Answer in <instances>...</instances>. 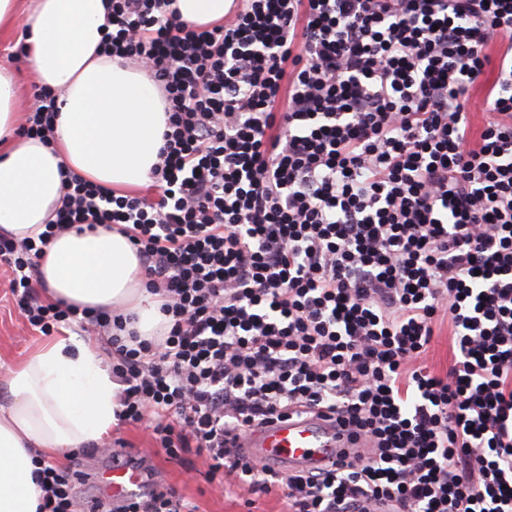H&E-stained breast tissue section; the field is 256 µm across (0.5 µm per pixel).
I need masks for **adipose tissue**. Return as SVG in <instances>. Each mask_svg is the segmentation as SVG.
I'll use <instances>...</instances> for the list:
<instances>
[{"mask_svg":"<svg viewBox=\"0 0 512 512\" xmlns=\"http://www.w3.org/2000/svg\"><path fill=\"white\" fill-rule=\"evenodd\" d=\"M21 8L23 53L59 117L54 143L18 136L19 84L0 68V233L18 239L38 237L54 219L63 172L119 194L144 187L166 128L148 73L103 52L109 0H0V36ZM38 271L53 301L127 315L128 330L146 339L163 327L134 246L111 225L54 236ZM119 392L96 350L74 335L44 343L0 379V512H37L33 456L102 445Z\"/></svg>","mask_w":512,"mask_h":512,"instance_id":"obj_1","label":"adipose tissue"}]
</instances>
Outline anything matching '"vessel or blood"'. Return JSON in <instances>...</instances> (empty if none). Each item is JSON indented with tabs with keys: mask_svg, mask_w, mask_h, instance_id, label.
Returning a JSON list of instances; mask_svg holds the SVG:
<instances>
[{
	"mask_svg": "<svg viewBox=\"0 0 512 512\" xmlns=\"http://www.w3.org/2000/svg\"><path fill=\"white\" fill-rule=\"evenodd\" d=\"M246 455L282 471L306 469L336 461L342 453H361L349 444L336 422L317 416L288 417L253 431L238 442ZM142 480L135 468H116L104 478L113 496L132 493Z\"/></svg>",
	"mask_w": 512,
	"mask_h": 512,
	"instance_id": "obj_1",
	"label": "vessel or blood"
}]
</instances>
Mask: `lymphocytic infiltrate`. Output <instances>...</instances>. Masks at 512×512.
I'll return each mask as SVG.
<instances>
[{"instance_id":"obj_1","label":"lymphocytic infiltrate","mask_w":512,"mask_h":512,"mask_svg":"<svg viewBox=\"0 0 512 512\" xmlns=\"http://www.w3.org/2000/svg\"><path fill=\"white\" fill-rule=\"evenodd\" d=\"M171 4L112 0L104 37L164 95L159 198L70 175L39 240L1 235L25 323L94 332L119 423L206 457L209 484L282 491L288 512H512V0H234L211 27ZM101 224L164 296L159 338L42 298L44 245ZM314 411L369 455L279 472L227 445ZM35 463L41 512H76L81 471ZM119 512L198 510L168 488ZM438 334L434 337L427 355L428 365L435 370H446L449 361L448 325H442Z\"/></svg>"}]
</instances>
